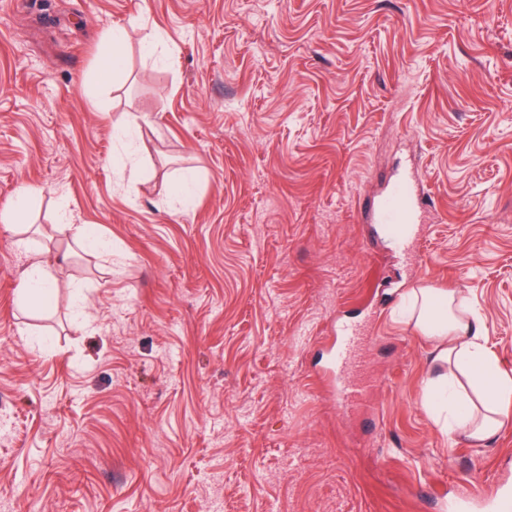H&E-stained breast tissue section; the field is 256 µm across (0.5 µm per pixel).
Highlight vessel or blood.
Segmentation results:
<instances>
[{
  "mask_svg": "<svg viewBox=\"0 0 512 512\" xmlns=\"http://www.w3.org/2000/svg\"><path fill=\"white\" fill-rule=\"evenodd\" d=\"M434 208L431 196L411 169L396 173L382 192L363 202V212L368 221L380 225L395 250L402 253L416 250L420 217ZM361 342L360 332L345 333L332 354L338 371L331 374L330 384L337 406L344 411L349 410L362 393L349 371ZM476 501L482 503L486 512H512V491L500 484L477 492L456 489L450 508L452 512H467L470 504Z\"/></svg>",
  "mask_w": 512,
  "mask_h": 512,
  "instance_id": "1",
  "label": "vessel or blood"
}]
</instances>
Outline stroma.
<instances>
[{"mask_svg": "<svg viewBox=\"0 0 512 512\" xmlns=\"http://www.w3.org/2000/svg\"><path fill=\"white\" fill-rule=\"evenodd\" d=\"M410 163L437 202L414 258L358 213ZM24 185L0 223V512H448L422 491L512 480V420L444 432L399 315L460 293L512 374V0H0V214ZM32 252L48 313L17 300ZM346 325L370 387L344 413L322 374ZM124 33L122 30H114L112 32V49L106 57V73L115 74L123 69L124 52H123ZM59 219L68 226L76 243L84 248L98 250L107 256L112 255V242L109 239L100 235L92 236L85 224H71L70 216L66 211L60 213Z\"/></svg>", "mask_w": 512, "mask_h": 512, "instance_id": "obj_1", "label": "stroma"}]
</instances>
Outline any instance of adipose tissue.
Instances as JSON below:
<instances>
[{"label": "adipose tissue", "mask_w": 512, "mask_h": 512, "mask_svg": "<svg viewBox=\"0 0 512 512\" xmlns=\"http://www.w3.org/2000/svg\"><path fill=\"white\" fill-rule=\"evenodd\" d=\"M56 288L49 267L34 262L19 281L18 295L47 310L54 303ZM409 316L434 343L435 373L424 388L425 405L435 407L449 433L478 443L491 441L512 407V375L501 371L479 321L456 293L435 288L412 291Z\"/></svg>", "instance_id": "ef3b65f1"}]
</instances>
